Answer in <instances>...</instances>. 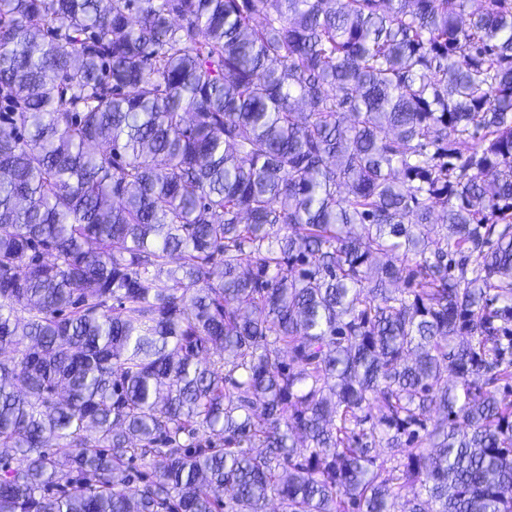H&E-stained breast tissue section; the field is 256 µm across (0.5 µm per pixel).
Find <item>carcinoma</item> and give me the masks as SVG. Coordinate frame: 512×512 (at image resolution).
Instances as JSON below:
<instances>
[{"mask_svg":"<svg viewBox=\"0 0 512 512\" xmlns=\"http://www.w3.org/2000/svg\"><path fill=\"white\" fill-rule=\"evenodd\" d=\"M409 494L512 512V0H0V512Z\"/></svg>","mask_w":512,"mask_h":512,"instance_id":"cac0c4a2","label":"carcinoma"}]
</instances>
